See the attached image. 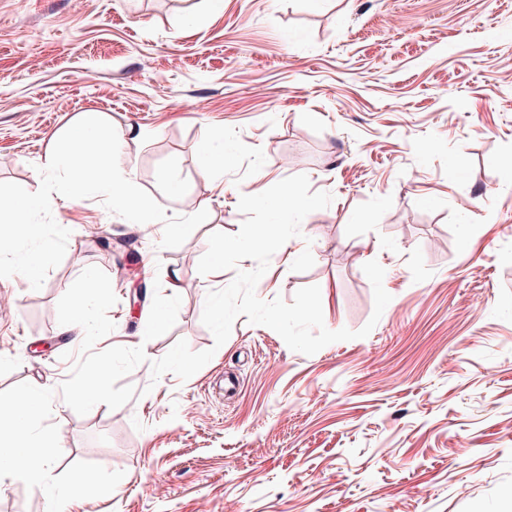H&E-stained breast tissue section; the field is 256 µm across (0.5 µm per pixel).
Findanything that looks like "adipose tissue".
<instances>
[{
	"instance_id": "obj_1",
	"label": "adipose tissue",
	"mask_w": 512,
	"mask_h": 512,
	"mask_svg": "<svg viewBox=\"0 0 512 512\" xmlns=\"http://www.w3.org/2000/svg\"><path fill=\"white\" fill-rule=\"evenodd\" d=\"M46 398L36 391L0 394V436L20 438V445L0 448V476L35 486L45 496L57 497L50 476L53 442L47 433L39 432Z\"/></svg>"
}]
</instances>
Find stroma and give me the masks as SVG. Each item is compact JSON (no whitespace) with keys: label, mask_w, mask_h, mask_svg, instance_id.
Masks as SVG:
<instances>
[{"label":"stroma","mask_w":512,"mask_h":512,"mask_svg":"<svg viewBox=\"0 0 512 512\" xmlns=\"http://www.w3.org/2000/svg\"><path fill=\"white\" fill-rule=\"evenodd\" d=\"M88 111L167 215L208 218L164 248L162 223L56 194L63 261L37 291L0 278V393L44 391L58 483L116 482L66 512H512V0H0V182L38 190L52 135ZM298 174L333 200L257 296L318 285L326 328L356 331L375 260L391 301L312 355L243 316L215 346L205 298L235 272L199 274L208 237ZM90 273L88 333L62 335ZM181 339L216 353L152 379ZM104 365L103 397L71 401ZM57 510L0 482V512Z\"/></svg>","instance_id":"35a3bbf8"}]
</instances>
